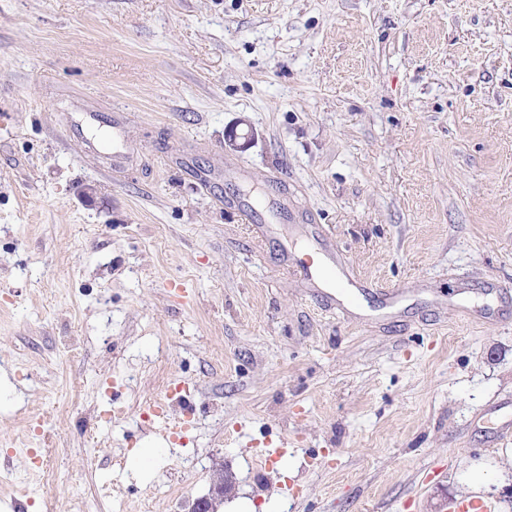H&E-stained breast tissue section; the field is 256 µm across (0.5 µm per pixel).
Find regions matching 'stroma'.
<instances>
[{
  "instance_id": "obj_1",
  "label": "stroma",
  "mask_w": 512,
  "mask_h": 512,
  "mask_svg": "<svg viewBox=\"0 0 512 512\" xmlns=\"http://www.w3.org/2000/svg\"><path fill=\"white\" fill-rule=\"evenodd\" d=\"M0 368V512H512V0H0ZM317 257H303L295 260L293 265L299 270L312 288H321L323 278L329 275L346 276L345 264L336 254L331 243H326ZM224 499V475L218 477L211 494L197 498L191 505L190 512H216V501ZM446 512H496L495 505L481 498H450L445 504Z\"/></svg>"
}]
</instances>
